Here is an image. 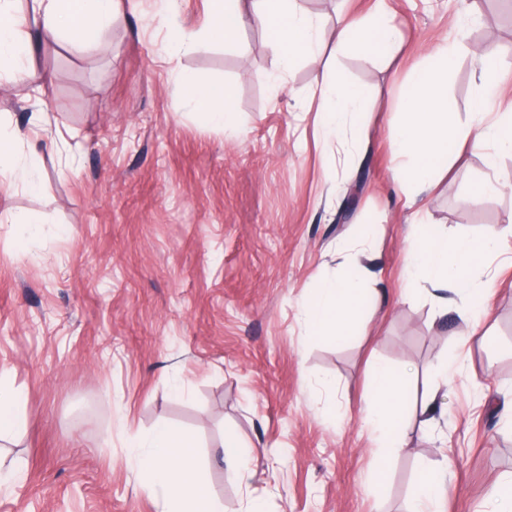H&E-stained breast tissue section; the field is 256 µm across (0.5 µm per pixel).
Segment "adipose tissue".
<instances>
[{"instance_id":"ef3b65f1","label":"adipose tissue","mask_w":512,"mask_h":512,"mask_svg":"<svg viewBox=\"0 0 512 512\" xmlns=\"http://www.w3.org/2000/svg\"><path fill=\"white\" fill-rule=\"evenodd\" d=\"M116 0H31L30 12L41 37L66 41L77 49L89 48L91 36L111 22ZM268 31L282 72H290L302 57L318 53L325 41H333L337 52L349 45L385 58L400 42V31L385 12L369 21L347 20L332 33L319 23L298 0H209L202 33L174 29L170 39L172 56L191 53L199 35L231 43L253 22ZM31 47L20 31L14 0H0V79L21 76L34 81L40 73L29 63ZM453 53L447 45L435 47L428 64L411 78L412 90L401 107L402 117L389 134L397 173L415 193L432 191L438 184L441 162L461 163L449 154L450 143H472L485 150L488 164H495L500 152L512 151V113H494L499 98L494 70L479 69V89L466 125L453 118L448 103V70ZM321 126L333 136L355 123L364 107L365 91L346 84L330 71L319 74ZM177 94L194 108L203 110L218 127L234 125L237 107L231 87L221 83L202 84L188 73L181 74ZM20 130L0 127V172L10 175L16 187H34L39 178L34 161L24 156ZM512 253V225L487 232L480 238L448 239L431 232L410 241L406 253L410 277L406 295L426 290L438 316L455 311L468 326L469 341L483 344L484 337L471 329L472 318L486 310L491 289L473 276L475 268L489 256ZM362 282L357 278L329 280L316 288L303 307L309 335L345 336L362 300ZM393 368L377 364L369 388L364 423L382 432L393 448L405 447L410 432L398 428L404 389ZM195 442L184 432L159 425L136 434L129 443L128 459L138 475L141 489L157 497L159 512H222L221 505L207 493L205 472L196 457Z\"/></svg>"}]
</instances>
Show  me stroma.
Returning a JSON list of instances; mask_svg holds the SVG:
<instances>
[{"instance_id":"1","label":"stroma","mask_w":512,"mask_h":512,"mask_svg":"<svg viewBox=\"0 0 512 512\" xmlns=\"http://www.w3.org/2000/svg\"><path fill=\"white\" fill-rule=\"evenodd\" d=\"M373 4L305 6L329 32ZM389 4L404 34L392 57L339 56L327 43L287 75L258 24L171 61L172 27L199 30L207 0H179L173 16L156 0L121 7L82 53L30 27L47 83L0 80V114L28 131L41 162L36 189L0 188V370L24 395V425L0 454L25 464L22 484L0 490V512H156L126 453L162 423L196 438L224 512L250 497L265 512H407L422 471L445 458L443 512H497L488 489L512 475V265L475 273L495 285L483 346L454 316L435 320L426 293L401 302L414 216L388 129L436 44L454 52L459 124L487 50L512 87V24L498 0ZM326 69L366 92L358 135L322 131L314 77ZM184 72L233 88L246 136L180 102ZM503 174L512 153L492 168L466 149L417 216L419 233L477 238L512 223V187L473 193ZM363 239L379 280L366 283L351 336L307 335L304 302L322 281L351 277L359 262L346 246ZM377 361L411 395L442 383L436 364L455 368L430 436L389 450L364 424ZM228 433L260 455L244 487L221 461Z\"/></svg>"}]
</instances>
